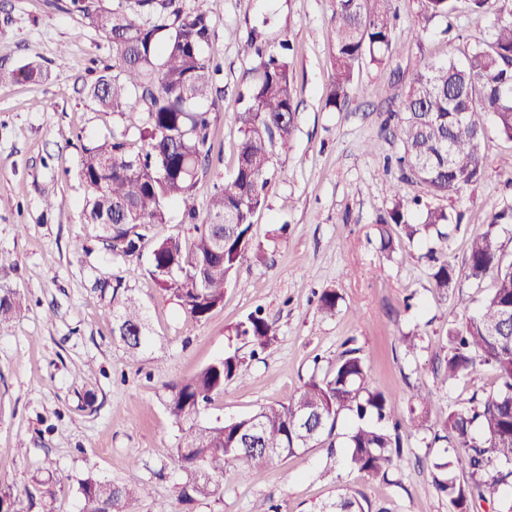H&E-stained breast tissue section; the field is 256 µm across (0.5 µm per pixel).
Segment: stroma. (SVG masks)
Listing matches in <instances>:
<instances>
[{
  "label": "stroma",
  "mask_w": 512,
  "mask_h": 512,
  "mask_svg": "<svg viewBox=\"0 0 512 512\" xmlns=\"http://www.w3.org/2000/svg\"><path fill=\"white\" fill-rule=\"evenodd\" d=\"M176 5L212 18L206 53L223 96L211 114L213 160L193 190L197 208L236 166L238 93L252 77L240 41L263 27L269 47L289 42L295 70L296 127L254 216L265 257L244 260L223 307L202 320L148 272L149 243L177 236L192 245L196 230L183 206H171L167 223L151 225L147 245L130 256L106 249L87 222L82 148L120 122L85 91L111 64V40L70 11L69 0H0V65L34 62L47 74L39 83L0 87V253L15 262L0 271V287L19 302L0 328V512H79V482L90 473L143 485L138 512L160 503L170 512H251L262 499L275 512H319L346 489L365 512H448L430 470L440 454L431 440L448 409L485 396L498 381L481 369L448 385L436 367L447 354L449 326L475 313L492 287L469 278L467 249L494 214L512 208V141L488 131L484 178L448 203L462 220L449 224L445 241L411 243L394 227L385 251L380 219L392 206L389 183L399 182L387 161L400 147L381 127L394 94L425 64L463 59L489 41L500 0H485L478 16L468 0H456L448 17L426 25L415 0H394L389 59L359 63L356 92L337 109L325 105L334 0ZM61 198L63 209H46V200ZM431 248L453 264L451 288L435 287ZM327 289L341 296L331 317L319 309ZM127 297L143 309L152 336L137 357L112 337V310ZM257 309L274 340L255 357L237 340L246 380L226 382L200 422L288 402L313 372L330 370L342 351L356 347L401 422L404 458L388 479L363 476L348 467L343 448L320 444L264 468L234 464L215 496L182 499L187 476L172 457L181 432L166 408L171 387L221 357L229 328ZM407 336L415 349H406ZM414 393L427 398L416 411ZM44 482L55 485L54 497L40 494Z\"/></svg>",
  "instance_id": "obj_1"
}]
</instances>
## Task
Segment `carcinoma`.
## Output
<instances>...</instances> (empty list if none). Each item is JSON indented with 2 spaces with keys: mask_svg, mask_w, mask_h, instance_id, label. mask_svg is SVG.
<instances>
[{
  "mask_svg": "<svg viewBox=\"0 0 512 512\" xmlns=\"http://www.w3.org/2000/svg\"><path fill=\"white\" fill-rule=\"evenodd\" d=\"M393 0H334L327 39L332 46V83L326 106L340 108L354 93V67L360 61L383 63L392 52L396 17ZM456 0H418L425 22L444 17ZM501 5L491 38L472 48L464 60L427 64L408 89L397 96L396 110L383 132L399 141L398 162L406 180L426 186L443 200H452L480 183L485 174L482 144L484 117L496 132L512 141V0ZM88 24L112 40V64L89 88L98 105L114 113H138L137 123L119 126L112 134L83 147L80 174L88 188V223L107 249L130 255L145 239L151 224L168 221V207L183 203L190 219L198 213L191 199L200 172L212 159L211 112L219 107L220 91L212 83L215 72L204 53L213 33L203 12L184 13L174 0H118L107 8L102 0H72ZM255 61L257 77L241 94L236 113L240 134L237 164L224 184L210 197L198 236L191 248L178 237L152 244L149 272L159 287L177 298L185 313L201 320L224 303V290L239 265L249 256H264L252 234L253 216L265 202L276 159L288 151L297 121L294 72L288 44L265 52L256 37L239 48ZM45 77L34 62L15 68L0 65V87L36 82ZM392 207L383 224L401 228L412 242L450 223L448 210L422 206L395 185L389 187ZM423 207L421 221L410 216ZM512 223V209L492 217L485 232L469 247V277L476 282L494 278V288L480 310L448 328V352L443 359V382L453 383L480 367L494 371L498 388L479 400L448 410L432 443L457 449L450 459L433 463V482L448 499V512H477L495 504L512 485V327L495 331L503 314L512 309V260L506 259L499 230ZM435 286L447 289L454 267L447 258L434 259ZM340 296L324 291L319 307L336 314ZM17 307L12 291L0 292V325L9 323ZM114 338L132 352L151 345L142 308L125 300L112 313ZM140 329V337L126 333ZM231 335L247 340L253 350L265 349L273 339L270 323L256 311L238 322ZM239 350L205 366L171 386L167 410L182 429L175 459L187 474L181 496L209 497L217 493L227 467L245 461L254 467L272 464L278 456L263 448H282L288 454L322 442L332 447L338 422L351 421L345 434L351 469L372 478H386L402 457L400 421L391 397L370 387V374L361 351L348 348L336 366L312 374L299 394L286 404L269 405L231 422L199 424L197 415L224 383L244 380ZM460 469L470 481L453 476ZM81 512H136L143 489L135 483L87 475L79 482ZM321 512H365L359 498L344 492Z\"/></svg>",
  "mask_w": 512,
  "mask_h": 512,
  "instance_id": "1",
  "label": "carcinoma"
}]
</instances>
